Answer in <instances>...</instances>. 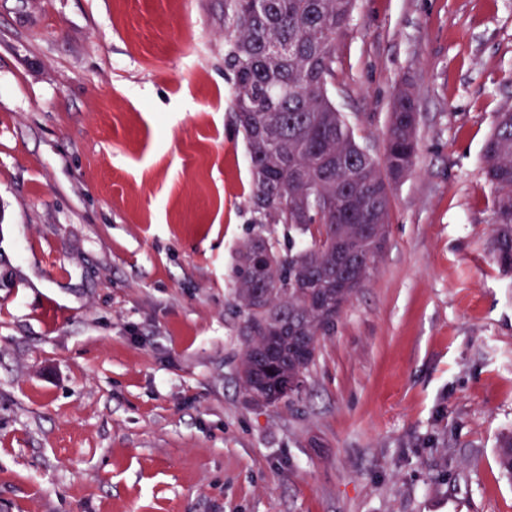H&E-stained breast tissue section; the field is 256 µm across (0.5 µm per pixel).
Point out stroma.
Here are the masks:
<instances>
[{
  "label": "stroma",
  "instance_id": "obj_1",
  "mask_svg": "<svg viewBox=\"0 0 512 512\" xmlns=\"http://www.w3.org/2000/svg\"><path fill=\"white\" fill-rule=\"evenodd\" d=\"M328 93L374 158L419 113L387 244L300 400H247L250 162L224 0H0V512H512V273L482 147L512 0H356Z\"/></svg>",
  "mask_w": 512,
  "mask_h": 512
}]
</instances>
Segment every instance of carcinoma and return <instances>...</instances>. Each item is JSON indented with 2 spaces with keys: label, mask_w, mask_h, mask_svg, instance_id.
I'll list each match as a JSON object with an SVG mask.
<instances>
[{
  "label": "carcinoma",
  "mask_w": 512,
  "mask_h": 512,
  "mask_svg": "<svg viewBox=\"0 0 512 512\" xmlns=\"http://www.w3.org/2000/svg\"><path fill=\"white\" fill-rule=\"evenodd\" d=\"M355 0H224V72L250 159L253 224H281L288 247L257 235L234 267L247 347L245 395L276 406L301 394L316 349L371 275L388 239L391 187L418 153L412 93L394 99L383 161L360 145L327 85ZM494 190L493 261L512 272V110L483 145ZM266 262L258 264L255 257Z\"/></svg>",
  "instance_id": "obj_1"
}]
</instances>
